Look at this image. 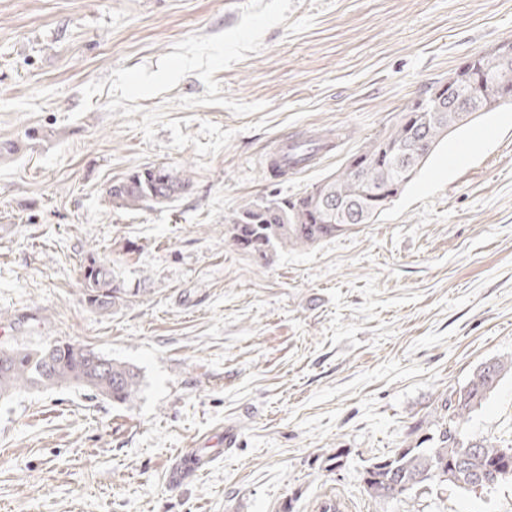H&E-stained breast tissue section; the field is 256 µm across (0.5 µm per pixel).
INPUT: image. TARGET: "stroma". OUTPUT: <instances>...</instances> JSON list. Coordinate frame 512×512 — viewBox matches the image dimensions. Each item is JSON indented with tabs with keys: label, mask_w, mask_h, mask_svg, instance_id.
<instances>
[{
	"label": "stroma",
	"mask_w": 512,
	"mask_h": 512,
	"mask_svg": "<svg viewBox=\"0 0 512 512\" xmlns=\"http://www.w3.org/2000/svg\"><path fill=\"white\" fill-rule=\"evenodd\" d=\"M510 39L512 0H0V143L17 146L0 156V347L65 340L142 377L125 405L68 387L0 401V512H512V481L388 502L360 483L512 356V110L461 127L374 223L313 247L255 259L224 222L343 169ZM324 131L341 139L317 166L266 172L275 139ZM159 163L190 169L191 192L108 202ZM91 255L147 294L88 307ZM219 430L223 456L170 484ZM462 432L512 444L511 374Z\"/></svg>",
	"instance_id": "stroma-1"
}]
</instances>
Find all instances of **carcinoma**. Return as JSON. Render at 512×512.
<instances>
[{
  "mask_svg": "<svg viewBox=\"0 0 512 512\" xmlns=\"http://www.w3.org/2000/svg\"><path fill=\"white\" fill-rule=\"evenodd\" d=\"M451 76L465 94L471 81L485 77L467 116L495 112L507 103L496 94L501 82H512V42H502L487 56L467 61ZM437 83L424 90L391 128L375 136L353 155L358 168L346 163L311 189L294 197L248 201L224 217L237 246L259 258L276 248L306 247L335 237L356 224H372L413 181L438 144L466 121L455 109L436 106ZM192 176L169 165H148L113 181L105 191L118 208L138 211L163 207L188 194ZM83 299L93 310L107 313L138 296L143 289L129 288L110 265L94 258L82 266ZM105 363L97 367L95 360ZM512 374V359L482 363L466 384L448 400V426L428 447L401 448L376 459L361 472L365 492L374 500L412 498L433 486H452L462 492L489 489L511 481L499 468H512V446L489 440H471L460 427ZM141 374L133 365L118 362L92 349L66 341H53L39 349L0 348V398L22 389L69 386L114 404L133 402L141 391Z\"/></svg>",
  "mask_w": 512,
  "mask_h": 512,
  "instance_id": "obj_1",
  "label": "carcinoma"
}]
</instances>
